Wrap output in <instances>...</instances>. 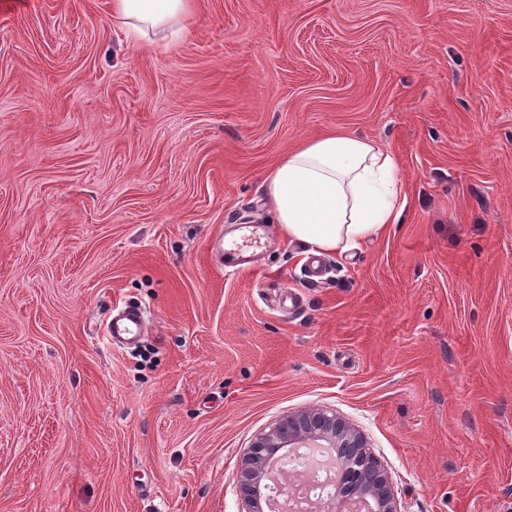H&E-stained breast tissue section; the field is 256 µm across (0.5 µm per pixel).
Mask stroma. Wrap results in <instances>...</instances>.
I'll use <instances>...</instances> for the list:
<instances>
[{"mask_svg":"<svg viewBox=\"0 0 512 512\" xmlns=\"http://www.w3.org/2000/svg\"><path fill=\"white\" fill-rule=\"evenodd\" d=\"M194 5L136 44L110 0H0V512H242L240 457L308 408L400 512H512V0ZM331 130L406 204L314 282L264 177ZM143 313L139 303L128 301L122 304L106 325L109 341L122 344L137 342L145 327Z\"/></svg>","mask_w":512,"mask_h":512,"instance_id":"35a3bbf8","label":"stroma"}]
</instances>
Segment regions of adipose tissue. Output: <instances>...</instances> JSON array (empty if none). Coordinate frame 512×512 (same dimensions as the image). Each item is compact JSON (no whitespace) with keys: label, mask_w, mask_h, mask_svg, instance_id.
Wrapping results in <instances>:
<instances>
[{"label":"adipose tissue","mask_w":512,"mask_h":512,"mask_svg":"<svg viewBox=\"0 0 512 512\" xmlns=\"http://www.w3.org/2000/svg\"><path fill=\"white\" fill-rule=\"evenodd\" d=\"M193 0H112V20L135 43L181 37ZM268 207L283 236L311 252L358 249L398 223L405 198L393 155L333 131L282 156L266 174Z\"/></svg>","instance_id":"adipose-tissue-1"}]
</instances>
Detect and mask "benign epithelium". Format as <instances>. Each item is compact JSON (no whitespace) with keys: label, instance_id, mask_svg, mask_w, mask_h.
I'll list each match as a JSON object with an SVG mask.
<instances>
[{"label":"benign epithelium","instance_id":"obj_1","mask_svg":"<svg viewBox=\"0 0 512 512\" xmlns=\"http://www.w3.org/2000/svg\"><path fill=\"white\" fill-rule=\"evenodd\" d=\"M299 447L335 450L339 474L336 494L372 500L371 512H399L389 478L368 450L363 435L343 418L323 409L288 414L254 438L238 465L237 490L246 512H261V488L271 459Z\"/></svg>","mask_w":512,"mask_h":512}]
</instances>
